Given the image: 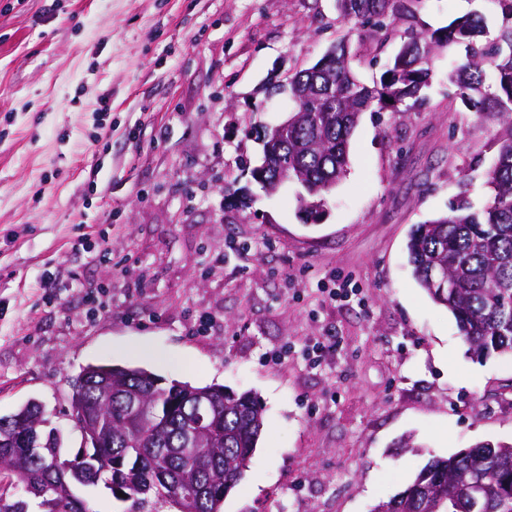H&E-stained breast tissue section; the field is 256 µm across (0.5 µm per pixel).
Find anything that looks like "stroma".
I'll use <instances>...</instances> for the list:
<instances>
[{"instance_id":"35a3bbf8","label":"stroma","mask_w":512,"mask_h":512,"mask_svg":"<svg viewBox=\"0 0 512 512\" xmlns=\"http://www.w3.org/2000/svg\"><path fill=\"white\" fill-rule=\"evenodd\" d=\"M414 10L423 32L481 18L487 41L501 19L496 0ZM343 39L368 85L402 42L336 0H0V418L41 404L76 453L91 364L251 393L264 431L222 512H370L432 457L512 443V356L469 352L406 249L489 196L498 124L449 79L464 47L413 109L362 113L319 217L295 182L251 178L294 109L276 85ZM347 282L360 298H323ZM325 336L338 348L310 364Z\"/></svg>"}]
</instances>
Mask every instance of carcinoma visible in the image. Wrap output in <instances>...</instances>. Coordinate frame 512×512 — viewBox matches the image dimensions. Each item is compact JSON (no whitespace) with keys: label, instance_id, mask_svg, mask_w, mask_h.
Here are the masks:
<instances>
[{"label":"carcinoma","instance_id":"1","mask_svg":"<svg viewBox=\"0 0 512 512\" xmlns=\"http://www.w3.org/2000/svg\"><path fill=\"white\" fill-rule=\"evenodd\" d=\"M352 17L388 39L397 23L414 17L410 0H353ZM502 26L492 49L476 45L481 21L460 17L419 35L403 32L401 56L372 87L347 67L349 46L336 60L288 76L293 121L271 145L269 165L253 180L267 191L296 181L298 203L310 209L344 175L349 142L362 112L409 110L432 76L430 49L464 44L467 61L449 78L469 112L491 114L504 128L497 160L487 175L489 198L475 209L464 200L415 225L407 242L420 287L456 320L470 350L512 354V0H497ZM494 82L485 84L486 68ZM140 368L89 365L72 383V416L85 448L57 468L60 433L44 431L41 407L30 403L0 418V512H89L80 492L102 475L112 497L131 512H222L241 480L264 428L263 408L249 394L219 385L195 387ZM483 487V512H512V444L479 443L429 460L404 491L371 512H467V490Z\"/></svg>","mask_w":512,"mask_h":512}]
</instances>
